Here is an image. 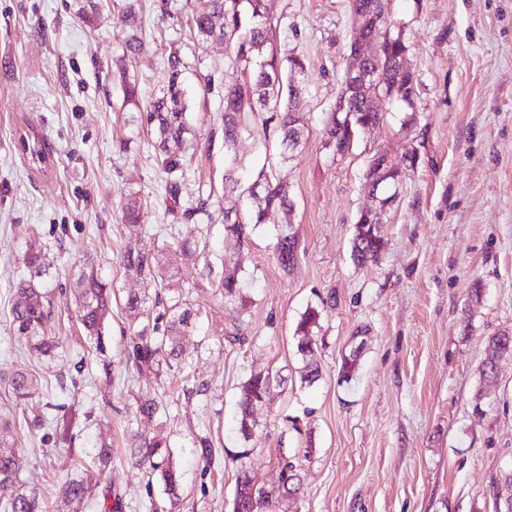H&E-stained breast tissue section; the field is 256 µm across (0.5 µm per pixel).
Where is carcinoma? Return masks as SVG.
Returning a JSON list of instances; mask_svg holds the SVG:
<instances>
[{"mask_svg":"<svg viewBox=\"0 0 512 512\" xmlns=\"http://www.w3.org/2000/svg\"><path fill=\"white\" fill-rule=\"evenodd\" d=\"M380 0H350L351 13L362 16L368 33L382 42L375 57L365 62L367 69L383 72L390 87L395 89L394 98L402 101L416 97L417 79L409 62L408 38L399 32H386L380 22ZM129 28L122 57L138 55L144 48L141 28L138 25L135 4L129 3L123 15ZM194 37L201 43L216 38L224 40L227 50L221 89L224 100V194H235L248 201L243 208L221 207V196L209 190L207 196L189 215L200 213L212 218L210 209L223 213L224 239L237 245L244 244L249 228L264 223L271 209H279L285 216L273 247L274 259L283 271L299 259V239L293 230L291 214L294 202L288 186L280 182L274 170L278 163L295 156L303 144L304 121L294 103L293 92L299 87L305 72L304 59L294 53H281L275 44L278 19L271 12V0H210L208 10L192 18ZM183 60L176 54L167 59V83L162 94L147 110V123L156 135L155 148L167 175L170 199L178 203L180 180L183 175V158L191 145L188 105L180 81ZM382 89L371 83L355 84L342 77L336 103L327 113L323 128L325 145L338 153L352 150L357 137L366 126L376 124L384 113L374 109ZM261 122L264 142L276 137L278 151L266 154L261 168L245 175L242 157L238 152L241 138L252 134L253 125ZM21 149L29 161L39 168L47 167L49 155L43 147L41 134L30 127L25 136L19 137ZM417 152L407 149L401 161L391 165L390 172L382 181L399 184L407 172L416 166ZM142 202L132 195L122 206V218L129 224L142 219ZM382 247L373 225L358 215L352 245L353 260L365 266L377 260ZM22 263L29 277L14 288L12 321L16 335L25 340L31 349L51 356L59 346V339L47 330L51 320L50 293L45 278L52 266L46 253L28 249ZM202 265L201 281L196 288H210L213 294L233 304L242 300L239 272L224 268V261L213 255L205 242L181 239L161 245H147L141 241L129 243L120 255L122 268L136 276L157 282L167 290V311L170 318L164 329L150 323L147 301L138 296L126 299L125 308L133 319L139 321V330L132 338L129 360L139 372H160L163 369L187 368L181 346L182 336L193 327V317L200 314L189 295L174 282V269L182 264ZM77 318L86 334L101 342L106 322L112 308V289L98 274L94 264H82L74 293ZM321 316L315 308H308L301 316L296 329L297 348L306 359L304 380L313 383L318 369L313 367L316 342L313 327ZM488 346L492 353L484 360L482 376L486 381L495 378L496 358L512 355V336H490ZM0 381L11 389L15 399L24 402L36 393L37 378L25 369H15L0 375ZM273 381L261 373L250 375L242 385L239 406L241 410L240 433L249 438V419L253 408L264 404L272 395ZM167 444L159 439L143 441L133 447V455L142 465H148L159 474L165 491L171 497L178 496L180 476L172 466L169 456L162 452ZM92 465L78 466L62 481L58 498L63 512H80L93 499L89 482L90 469L104 470L112 459V446L100 442L92 449ZM272 498L270 492L259 486L249 473H242L233 498V512H264ZM45 499L37 489L28 487L20 478V459L13 445L0 436V512H45Z\"/></svg>","mask_w":512,"mask_h":512,"instance_id":"cac0c4a2","label":"carcinoma"}]
</instances>
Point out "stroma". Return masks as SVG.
<instances>
[{
  "instance_id": "obj_1",
  "label": "stroma",
  "mask_w": 512,
  "mask_h": 512,
  "mask_svg": "<svg viewBox=\"0 0 512 512\" xmlns=\"http://www.w3.org/2000/svg\"><path fill=\"white\" fill-rule=\"evenodd\" d=\"M126 5L0 0V374L26 368L41 382L22 406L0 383V417L12 422L6 436L20 452L21 479L43 493L46 512H58L62 476L106 440L112 463L93 493L111 489L113 512H232L240 471L272 490L285 461L299 491L270 512H502L495 485L512 474V356L498 360L493 382L480 372L488 337L512 335V0H390V16L409 38L415 108L398 106L342 156L326 148L322 127L356 35L349 0H273L278 49L306 60L305 145L276 168L295 200L300 239L286 272L272 249L280 212H269L241 250L225 241L220 215L186 214L224 177V103L205 78L222 77L226 50L197 44L189 29L207 0H138L145 50L119 68ZM173 52L187 64L197 137L176 204L153 128L122 103L126 77L141 102L158 96ZM30 125L44 137L49 168L37 169L20 147ZM376 147L393 163L413 147L419 160L401 185L382 188L396 201L379 228L380 258L359 267L350 250L356 217L372 203L364 173ZM131 194L159 238L172 225L192 238L210 224L209 249L240 270L245 303L233 310L193 289V267L177 272L202 311L183 338L199 392H187L173 370H129L122 305H113L102 343L76 322L73 293L87 259L119 294L155 299V284L119 263L141 234L121 221ZM33 244L53 263L61 346L51 358L19 341L12 325V293L27 275L21 255ZM310 306L321 312L313 329L321 377L312 383L294 337ZM236 315L247 324L243 339L213 341ZM351 355L357 369L346 381L339 368ZM260 372L274 389L254 410L246 439L236 404L242 383ZM148 396L167 413L137 415ZM60 409L75 423L67 441L49 422ZM40 416L47 424L32 428ZM136 434L166 440L182 474L178 498L137 465ZM198 434L213 441L211 462L194 444Z\"/></svg>"
}]
</instances>
